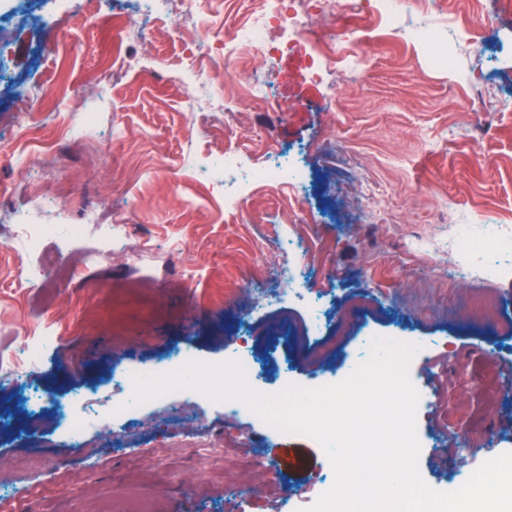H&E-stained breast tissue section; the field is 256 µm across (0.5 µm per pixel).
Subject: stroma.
Listing matches in <instances>:
<instances>
[{
	"label": "stroma",
	"mask_w": 512,
	"mask_h": 512,
	"mask_svg": "<svg viewBox=\"0 0 512 512\" xmlns=\"http://www.w3.org/2000/svg\"><path fill=\"white\" fill-rule=\"evenodd\" d=\"M333 0L338 31L369 28L367 72L343 64L313 79L310 50L275 28L278 45L261 64L274 76L272 100L282 118L240 101L216 117L209 107L223 83H201L197 70H219L225 37L235 36L271 0H199L189 15L162 5L136 24L122 0H0V26L35 15L26 31L0 44V493L34 486L37 496L15 512H124L130 496L162 512H242L224 485L254 489L253 512H283V491L307 492L332 475L320 446L263 422L248 406L224 405L184 391L131 407L132 429L90 432L74 447L68 426L45 418L32 431L21 394L34 388L53 400L83 384L111 402L115 365L174 369L170 353L220 364L247 342L257 361L270 347L288 358V374L254 380L259 392L283 391L288 380L314 388L346 378L351 356L368 336L424 343L435 361L410 367L448 396V425L420 405L419 470L434 489L450 492L484 461L512 453V19L484 46L448 28V12L467 19L492 12L497 0H438L395 17H370ZM39 139L22 137L29 124ZM290 150L305 184L297 199L265 181L238 188L224 178V154L250 161L269 145ZM478 146L481 160L467 153ZM86 195L90 205L69 208ZM242 200L225 208V196ZM33 211L16 214V198ZM301 209L305 224L287 223ZM470 235L476 252L459 258L454 240ZM104 255L73 278L39 274L44 256L70 264L76 253ZM305 239L306 254L288 242ZM318 269L300 279L288 305L296 321L320 299L327 324L358 293L369 302L357 332L323 372H314L290 336L243 338L244 320L272 327L262 301L277 286L281 258ZM499 268V326L453 312L488 268ZM213 439L225 428L247 439L214 458L186 442L199 420ZM160 448L163 459L139 456ZM102 451L108 467L89 473ZM34 454L35 469L15 459Z\"/></svg>",
	"instance_id": "35a3bbf8"
}]
</instances>
